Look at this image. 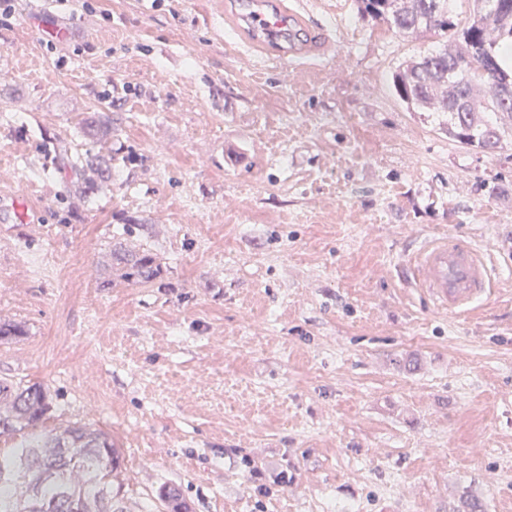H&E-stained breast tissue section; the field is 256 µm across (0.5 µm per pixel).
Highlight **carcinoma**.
<instances>
[{"mask_svg":"<svg viewBox=\"0 0 512 512\" xmlns=\"http://www.w3.org/2000/svg\"><path fill=\"white\" fill-rule=\"evenodd\" d=\"M358 11L411 38L428 37L438 49L398 66L392 84L414 112H432L438 125L462 144L493 152L512 134V97L496 91L512 70L499 63V45L512 42V0H474L473 14L461 23L455 0H356ZM88 131L112 133L108 117L94 112ZM54 159L75 185L91 177L108 180L112 165L103 155H79L63 145ZM112 268L124 283L146 285L161 263L148 250L115 240ZM42 384L0 382V439L12 443L0 452V512H190L179 489L161 485L144 503L124 494L125 474L118 443L108 432L72 423L39 429L50 409Z\"/></svg>","mask_w":512,"mask_h":512,"instance_id":"carcinoma-1","label":"carcinoma"}]
</instances>
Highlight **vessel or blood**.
Instances as JSON below:
<instances>
[{
  "mask_svg": "<svg viewBox=\"0 0 512 512\" xmlns=\"http://www.w3.org/2000/svg\"><path fill=\"white\" fill-rule=\"evenodd\" d=\"M284 0H254L242 13L255 42L275 55H320L331 44L322 29L304 25L305 40L288 38ZM408 274L433 306L451 314L470 312L491 287L489 269L470 243L445 236L422 246L409 259Z\"/></svg>",
  "mask_w": 512,
  "mask_h": 512,
  "instance_id": "b4317fda",
  "label": "vessel or blood"
}]
</instances>
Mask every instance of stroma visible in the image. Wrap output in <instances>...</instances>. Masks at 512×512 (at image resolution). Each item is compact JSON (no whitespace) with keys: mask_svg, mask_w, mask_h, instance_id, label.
I'll list each match as a JSON object with an SVG mask.
<instances>
[{"mask_svg":"<svg viewBox=\"0 0 512 512\" xmlns=\"http://www.w3.org/2000/svg\"><path fill=\"white\" fill-rule=\"evenodd\" d=\"M335 50L249 59L227 0H12L0 23V379L115 436L127 496L192 512H512V143L472 149L391 75L431 39L355 0H291ZM66 30L65 39L43 29ZM108 113L112 135L83 121ZM107 154L75 191L48 153ZM161 263L102 287L112 237ZM481 251L491 291L437 310L423 244Z\"/></svg>","mask_w":512,"mask_h":512,"instance_id":"1","label":"stroma"}]
</instances>
